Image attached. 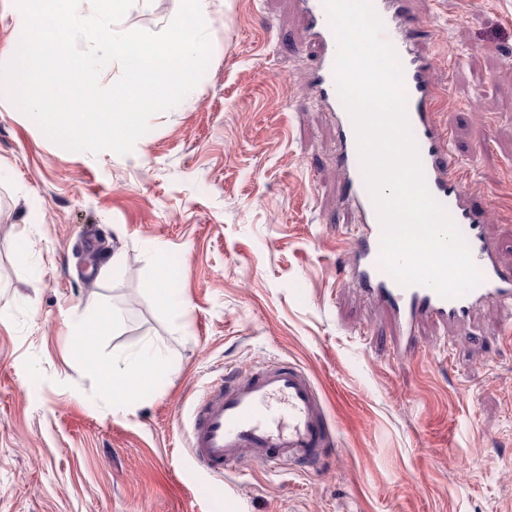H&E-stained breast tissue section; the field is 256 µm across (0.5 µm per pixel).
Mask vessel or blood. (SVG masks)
Wrapping results in <instances>:
<instances>
[{
	"mask_svg": "<svg viewBox=\"0 0 512 512\" xmlns=\"http://www.w3.org/2000/svg\"><path fill=\"white\" fill-rule=\"evenodd\" d=\"M382 20L381 37L391 43L403 70L407 114L417 142L426 185L447 210L468 243L483 280L465 295L446 299L432 289L402 286L380 265L381 226L358 156L353 121L336 85L338 44L323 0H302L315 39L324 47L310 82L319 96L339 114V163L349 182L344 200L360 212L355 236L354 275L365 292L389 308L401 327L403 347L417 344L421 321L436 319L465 323L477 303L491 301L512 308V273L500 269L484 235L483 209L463 191L459 161L451 150L447 129L437 123L436 97L427 80L432 65L420 49L419 36L407 22L409 0H372ZM332 443L325 405L309 375L279 365L247 376L226 373L211 382L205 401L191 415L189 447L198 468L214 476L262 461L276 468L287 463H316Z\"/></svg>",
	"mask_w": 512,
	"mask_h": 512,
	"instance_id": "b4317fda",
	"label": "vessel or blood"
}]
</instances>
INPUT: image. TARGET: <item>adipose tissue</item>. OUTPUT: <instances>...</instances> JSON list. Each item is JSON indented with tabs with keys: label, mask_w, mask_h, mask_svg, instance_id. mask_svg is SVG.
<instances>
[{
	"label": "adipose tissue",
	"mask_w": 512,
	"mask_h": 512,
	"mask_svg": "<svg viewBox=\"0 0 512 512\" xmlns=\"http://www.w3.org/2000/svg\"><path fill=\"white\" fill-rule=\"evenodd\" d=\"M88 328L74 330L75 352L98 379L103 396L115 405H123L152 388L167 372L168 365L160 348L145 345L134 357L117 365L96 358L87 343Z\"/></svg>",
	"instance_id": "obj_1"
}]
</instances>
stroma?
<instances>
[{
	"instance_id": "stroma-1",
	"label": "stroma",
	"mask_w": 512,
	"mask_h": 512,
	"mask_svg": "<svg viewBox=\"0 0 512 512\" xmlns=\"http://www.w3.org/2000/svg\"><path fill=\"white\" fill-rule=\"evenodd\" d=\"M181 0H135L119 27L162 31ZM210 65L131 153L69 151L0 95V512H512V340L505 312L425 322L350 277L338 121L307 83L321 47L297 0H210ZM442 126L512 268V0H410ZM33 242L19 261L20 238ZM126 256L112 274L113 252ZM176 258L182 316L157 305ZM121 309L93 350L158 345L168 373L113 407L73 351L101 298ZM288 363L326 404L315 467L216 478L190 413L226 370Z\"/></svg>"
}]
</instances>
